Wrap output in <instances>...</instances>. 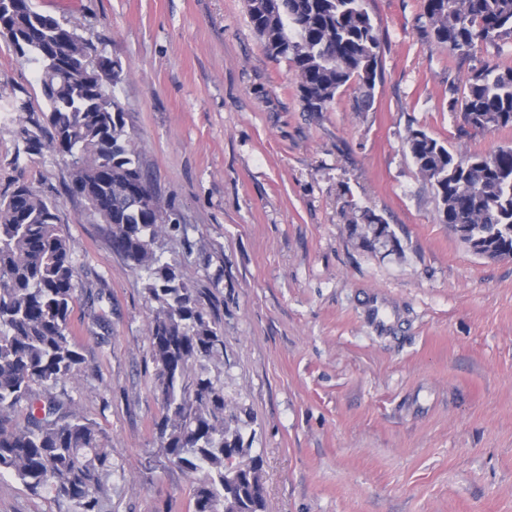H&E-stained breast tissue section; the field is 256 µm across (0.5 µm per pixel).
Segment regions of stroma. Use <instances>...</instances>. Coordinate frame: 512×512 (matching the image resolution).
<instances>
[{
	"mask_svg": "<svg viewBox=\"0 0 512 512\" xmlns=\"http://www.w3.org/2000/svg\"><path fill=\"white\" fill-rule=\"evenodd\" d=\"M120 61L113 95L139 165L177 230L155 244L220 324L205 363L261 463L266 512H512V256L473 253L444 224L406 146H512L462 129L450 103L512 44L455 58L425 32L423 0H367L381 39L368 111L356 85L307 112L292 64L266 53L245 0H33ZM35 63L0 39V193L58 204L79 269L70 326L85 357L57 383L112 450V512H191L194 474L156 429L147 275L68 194L70 160L25 151L46 103ZM27 103L24 112L16 111ZM369 209L398 253L363 248ZM0 512H58L0 475Z\"/></svg>",
	"mask_w": 512,
	"mask_h": 512,
	"instance_id": "obj_1",
	"label": "stroma"
}]
</instances>
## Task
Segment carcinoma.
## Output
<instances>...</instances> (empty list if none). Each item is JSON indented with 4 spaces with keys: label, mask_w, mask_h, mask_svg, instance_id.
Wrapping results in <instances>:
<instances>
[{
    "label": "carcinoma",
    "mask_w": 512,
    "mask_h": 512,
    "mask_svg": "<svg viewBox=\"0 0 512 512\" xmlns=\"http://www.w3.org/2000/svg\"><path fill=\"white\" fill-rule=\"evenodd\" d=\"M246 3L265 51L293 65L307 111H324L351 82L362 92L357 109L369 107L380 38L364 0ZM424 16L434 44L453 57L512 42V0H424ZM0 37L37 64L47 102L33 123L51 129L48 140L29 135L26 152L48 148L75 159L68 190L112 227V247L147 273L157 304L149 336L163 394L160 447L168 463L201 473L192 512H265L260 463H228L243 441L238 417L225 414L224 386L208 376L189 379L224 341L176 267L152 248L165 208L155 196L134 198L147 179L125 133V112L103 90L107 80L122 81L119 62L85 55L89 41L32 0H0ZM451 111L476 132L512 127V67L488 65L468 76ZM406 145L459 240L476 254L512 255V147L455 154L421 130L410 131ZM58 220L57 203L25 183L0 194V472L35 495L52 490L59 512H111L105 438L73 400L32 389L73 379L85 364L70 331L78 268ZM23 404L27 422L18 426L11 415Z\"/></svg>",
    "instance_id": "obj_1"
}]
</instances>
